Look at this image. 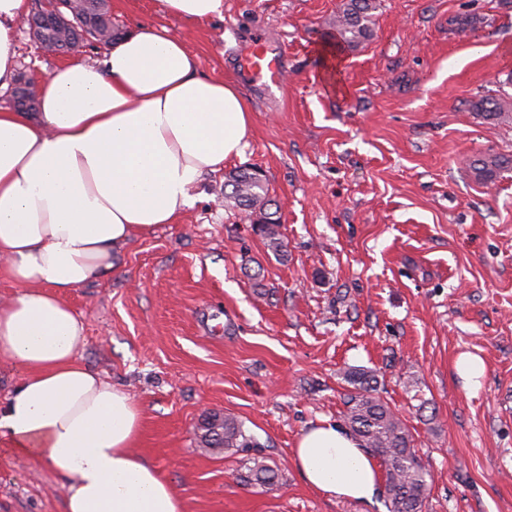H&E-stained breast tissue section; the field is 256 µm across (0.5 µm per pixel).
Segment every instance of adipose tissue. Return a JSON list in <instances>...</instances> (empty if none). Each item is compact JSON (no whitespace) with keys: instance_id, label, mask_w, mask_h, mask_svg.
Returning <instances> with one entry per match:
<instances>
[{"instance_id":"1","label":"adipose tissue","mask_w":512,"mask_h":512,"mask_svg":"<svg viewBox=\"0 0 512 512\" xmlns=\"http://www.w3.org/2000/svg\"><path fill=\"white\" fill-rule=\"evenodd\" d=\"M27 0H0V92L14 83ZM39 109L0 107V257L19 290L0 304V363L20 381L0 409L12 453L60 480L64 512H187L134 453L140 405L78 358L83 326L67 294L112 270L133 236L173 224L208 172L241 156L251 110L237 85L198 73L182 39L140 24L103 60L55 68ZM304 480L331 498L371 500L366 448L326 420L299 436Z\"/></svg>"}]
</instances>
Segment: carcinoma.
Returning a JSON list of instances; mask_svg holds the SVG:
<instances>
[{
  "label": "carcinoma",
  "instance_id": "1",
  "mask_svg": "<svg viewBox=\"0 0 512 512\" xmlns=\"http://www.w3.org/2000/svg\"><path fill=\"white\" fill-rule=\"evenodd\" d=\"M73 25L64 30H50L45 40L50 49H64L76 53L87 46L83 34L98 33L110 44L119 35L112 24L105 0H72ZM375 0H346L336 15L337 46L351 47L371 36ZM509 163L497 158L490 163L479 161V178L490 181ZM224 203L252 216L251 226L265 245L278 258L285 257L277 212L270 211L271 199L267 181L247 169H240L224 183ZM344 381L350 386L344 401L345 428L362 446L378 457L385 467L384 505L387 512H424L433 475L417 454L413 436L400 416L378 392V379L371 370L349 368ZM204 448H257L254 436L246 433L236 419L212 414L204 419ZM250 471L256 483L265 485L275 478V471L264 457L251 458Z\"/></svg>",
  "mask_w": 512,
  "mask_h": 512
}]
</instances>
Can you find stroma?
Masks as SVG:
<instances>
[{
  "mask_svg": "<svg viewBox=\"0 0 512 512\" xmlns=\"http://www.w3.org/2000/svg\"><path fill=\"white\" fill-rule=\"evenodd\" d=\"M344 0H224L195 22L160 0H108L121 31L162 25L200 73L236 82L252 109L241 157L204 175L173 224L136 235L101 281L66 299L78 355L142 407L137 450L188 512H387L308 486L291 449L340 421L347 368L374 371L433 474L426 512H512V6L500 0H379L371 38L327 53ZM477 15L459 32L454 20ZM288 71L275 96L237 68L255 33ZM18 70L43 83L63 55L19 27ZM260 169L287 259L224 206L228 172ZM480 357L479 389L456 373ZM236 418L259 449L207 450L203 419ZM0 436V512H63L65 490ZM263 456L274 484L248 482Z\"/></svg>",
  "mask_w": 512,
  "mask_h": 512,
  "instance_id": "1",
  "label": "stroma"
}]
</instances>
